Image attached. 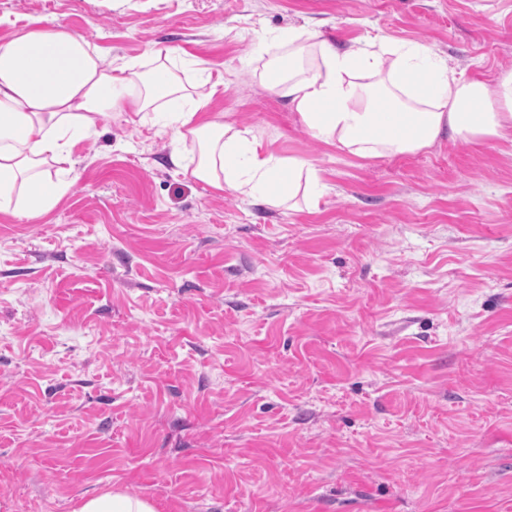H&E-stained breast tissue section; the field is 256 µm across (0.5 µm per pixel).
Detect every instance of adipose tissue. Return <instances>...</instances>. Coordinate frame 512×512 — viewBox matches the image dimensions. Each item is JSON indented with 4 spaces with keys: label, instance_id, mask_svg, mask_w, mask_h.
Instances as JSON below:
<instances>
[{
    "label": "adipose tissue",
    "instance_id": "adipose-tissue-1",
    "mask_svg": "<svg viewBox=\"0 0 512 512\" xmlns=\"http://www.w3.org/2000/svg\"><path fill=\"white\" fill-rule=\"evenodd\" d=\"M272 42L283 62L258 74L288 100L301 123L324 143L366 159L502 138L512 129V72L490 100L485 82L462 79L428 45L353 42L338 48L313 31L288 26ZM200 85L184 84L166 57L104 62L101 50L63 29L33 21L0 41V212L47 214L68 192L77 143L97 136L102 119L146 111L167 113L178 148L174 167L218 192L270 206L302 198L316 212L328 186L319 169L272 152L251 130L218 121L206 107L216 88L209 70ZM76 512H156L121 491L84 498Z\"/></svg>",
    "mask_w": 512,
    "mask_h": 512
}]
</instances>
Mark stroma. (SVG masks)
Instances as JSON below:
<instances>
[{
  "label": "stroma",
  "mask_w": 512,
  "mask_h": 512,
  "mask_svg": "<svg viewBox=\"0 0 512 512\" xmlns=\"http://www.w3.org/2000/svg\"><path fill=\"white\" fill-rule=\"evenodd\" d=\"M107 60L167 54L322 172L318 212L218 193L113 114L48 214H0V512H512V138L362 159L257 80L305 25L512 71V0H0ZM75 512H156V508L147 500L112 491L83 498Z\"/></svg>",
  "instance_id": "35a3bbf8"
}]
</instances>
